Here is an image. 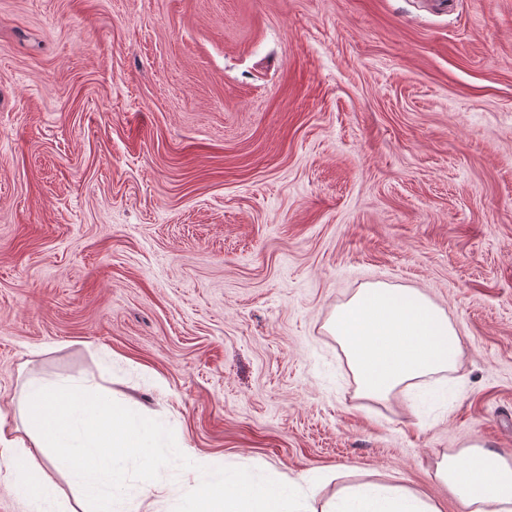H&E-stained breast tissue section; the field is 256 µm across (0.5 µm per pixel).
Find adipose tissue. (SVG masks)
Here are the masks:
<instances>
[{
	"label": "adipose tissue",
	"instance_id": "ef3b65f1",
	"mask_svg": "<svg viewBox=\"0 0 512 512\" xmlns=\"http://www.w3.org/2000/svg\"><path fill=\"white\" fill-rule=\"evenodd\" d=\"M360 397L385 401L399 388L457 369L461 341L446 313L414 288L369 284L331 317ZM29 413L16 425L0 412V458L10 465L24 512H139L149 493H161V472L183 454L164 423L103 404L83 385L30 381ZM133 459L135 483L123 463ZM204 478L178 512H444L428 494L401 482L342 485L321 506L248 470L216 459L196 460ZM64 475L79 496L69 500L55 484ZM436 479L467 512H512V461L473 444L445 455Z\"/></svg>",
	"mask_w": 512,
	"mask_h": 512
}]
</instances>
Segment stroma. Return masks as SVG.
<instances>
[{
  "label": "stroma",
  "instance_id": "1",
  "mask_svg": "<svg viewBox=\"0 0 512 512\" xmlns=\"http://www.w3.org/2000/svg\"><path fill=\"white\" fill-rule=\"evenodd\" d=\"M376 282L460 332L423 408L328 330ZM32 377L319 501L464 512L442 456L512 461V0H0V410Z\"/></svg>",
  "mask_w": 512,
  "mask_h": 512
}]
</instances>
